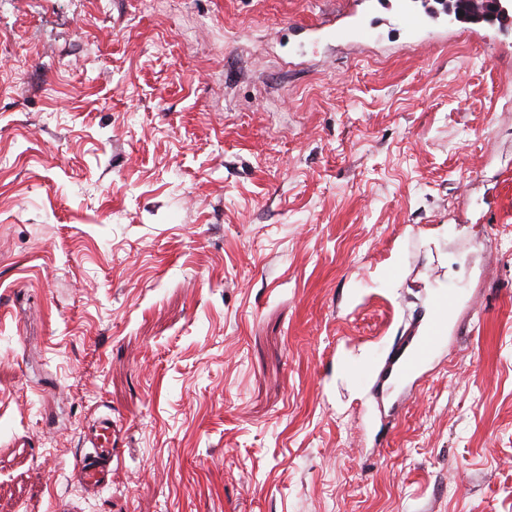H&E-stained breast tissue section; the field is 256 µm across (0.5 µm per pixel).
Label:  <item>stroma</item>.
<instances>
[{"instance_id":"1","label":"stroma","mask_w":512,"mask_h":512,"mask_svg":"<svg viewBox=\"0 0 512 512\" xmlns=\"http://www.w3.org/2000/svg\"><path fill=\"white\" fill-rule=\"evenodd\" d=\"M388 16L0 0V512H512V21ZM459 295L446 288H440L430 302L424 326L418 336H413L401 353L389 361L386 377L398 382H408L414 387L423 377L419 375L431 353L447 338V327ZM87 442L93 451L79 459L75 472L87 491L98 492L112 479V414L93 423Z\"/></svg>"}]
</instances>
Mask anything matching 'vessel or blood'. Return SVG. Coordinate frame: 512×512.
Listing matches in <instances>:
<instances>
[{
	"label": "vessel or blood",
	"instance_id": "vessel-or-blood-1",
	"mask_svg": "<svg viewBox=\"0 0 512 512\" xmlns=\"http://www.w3.org/2000/svg\"><path fill=\"white\" fill-rule=\"evenodd\" d=\"M396 11L406 30L431 26L444 21L448 13L443 0H423L419 14H412L405 0H398ZM459 302L458 294L450 289H438L430 302L424 326L412 337L401 353L389 362L386 375L398 382L416 385L420 372L431 353L447 337L448 322ZM87 440L89 453L79 459L76 473L90 492L102 490L112 479V418L99 417L91 426Z\"/></svg>",
	"mask_w": 512,
	"mask_h": 512
}]
</instances>
